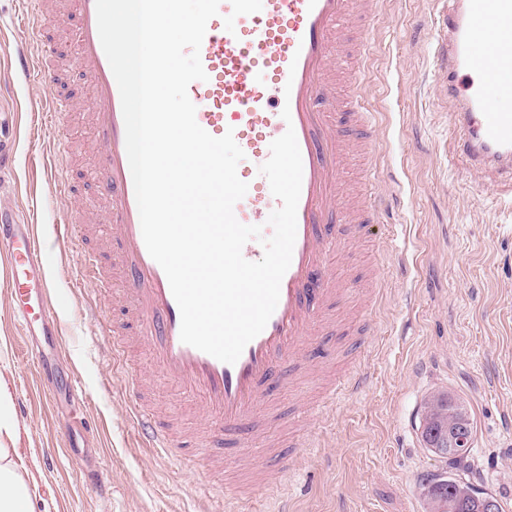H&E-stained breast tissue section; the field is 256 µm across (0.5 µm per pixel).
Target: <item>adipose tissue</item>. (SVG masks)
<instances>
[{
    "mask_svg": "<svg viewBox=\"0 0 512 512\" xmlns=\"http://www.w3.org/2000/svg\"><path fill=\"white\" fill-rule=\"evenodd\" d=\"M18 437L9 385L0 375V512H32L26 480L14 462Z\"/></svg>",
    "mask_w": 512,
    "mask_h": 512,
    "instance_id": "obj_1",
    "label": "adipose tissue"
}]
</instances>
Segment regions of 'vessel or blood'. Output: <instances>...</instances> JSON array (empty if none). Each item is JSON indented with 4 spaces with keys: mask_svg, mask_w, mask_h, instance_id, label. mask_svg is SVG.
Listing matches in <instances>:
<instances>
[{
    "mask_svg": "<svg viewBox=\"0 0 512 512\" xmlns=\"http://www.w3.org/2000/svg\"><path fill=\"white\" fill-rule=\"evenodd\" d=\"M380 0H221L200 56L206 80L188 87L196 120L215 137L233 132L245 157L237 167L248 191L234 214L242 224H259L280 207L259 168L271 142L294 129L303 175L297 234L277 307L265 329L236 363L217 360L180 339L181 315L169 281L145 246L125 142L120 92L101 46L96 0H27L26 33L48 49L35 58L17 50L13 67L20 79L44 73L56 93L45 104L58 125L76 111L88 112L97 154L96 198L100 221L110 229L109 265L88 249L82 279L110 282L130 327L149 359L150 371L193 403L214 447L237 452L235 467L223 459L198 462L176 423L150 399L143 371H131L126 347H112V368L127 375L129 409L141 447L177 456L187 467L203 465L209 480L238 498L260 489L274 491L298 470L288 453L279 468L258 466L269 447L257 428L265 397L275 388L295 389L322 371L317 343L329 311L348 305L349 319L372 321L379 299L378 276L385 255L369 265L370 278L337 275L330 261L348 245L372 239L381 206L372 165L378 138L363 110L359 75L368 43L360 32L379 15ZM440 54L448 72V97L455 104L453 157L462 169L487 173L512 191V0H448L439 12ZM91 92L74 106V83ZM289 118H282V111ZM83 216L73 211L56 227L60 242L86 239ZM44 246L33 225L0 211V256L26 302L14 311L25 333L43 341L30 345L27 360L45 371L46 348L59 344V317L46 294ZM365 382L361 372L339 374L321 387L322 398L303 413L325 414L337 397Z\"/></svg>",
    "mask_w": 512,
    "mask_h": 512,
    "instance_id": "obj_1",
    "label": "vessel or blood"
}]
</instances>
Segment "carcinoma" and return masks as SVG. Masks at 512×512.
Listing matches in <instances>:
<instances>
[{"instance_id":"obj_1","label":"carcinoma","mask_w":512,"mask_h":512,"mask_svg":"<svg viewBox=\"0 0 512 512\" xmlns=\"http://www.w3.org/2000/svg\"><path fill=\"white\" fill-rule=\"evenodd\" d=\"M427 409L424 430L421 438L425 447L442 460H448V470L427 475L419 482L420 499L425 512H432L434 504L442 502L436 490V484L445 485L454 490L455 495L471 501L475 500V491L460 475L461 468L469 460L471 449L459 450L448 437V429L464 427L474 429L467 406L454 395L441 392L428 397L424 403Z\"/></svg>"}]
</instances>
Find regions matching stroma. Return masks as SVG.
<instances>
[{"mask_svg":"<svg viewBox=\"0 0 512 512\" xmlns=\"http://www.w3.org/2000/svg\"><path fill=\"white\" fill-rule=\"evenodd\" d=\"M445 0H382L369 32L371 57L360 77L362 100L380 132L376 181L382 191L390 272L377 327L366 329L368 382L337 399L315 427L297 422L272 437L311 438V460L288 487L290 512H424L417 481L441 460L421 441L425 397L435 390L461 398L474 421L464 474L512 512V213L497 185L460 169L449 152L454 111L448 77L432 65L433 19ZM25 0H0V144L14 156L0 172V209L32 223L44 240L48 298L60 312L61 348L47 374L24 356L29 342L13 318L0 260V373L19 424L16 461L34 512H208L203 468L139 447L112 356L95 343L104 319L121 325L105 292L76 284L84 262L78 245L56 242L54 227L69 203L58 183L92 197L98 148L87 117L74 116L78 163L46 172L40 152L58 136L42 105L47 79L19 86L10 61L20 41ZM77 379L87 400L69 397ZM112 487L85 481L95 466Z\"/></svg>","mask_w":512,"mask_h":512,"instance_id":"1","label":"stroma"}]
</instances>
